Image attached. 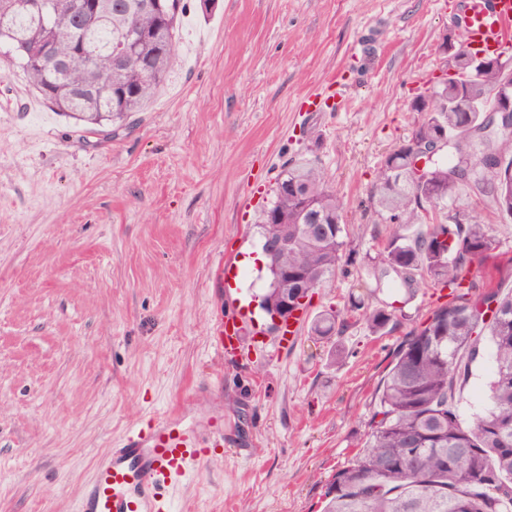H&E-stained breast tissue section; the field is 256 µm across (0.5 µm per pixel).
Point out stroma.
Instances as JSON below:
<instances>
[{
  "label": "stroma",
  "instance_id": "35a3bbf8",
  "mask_svg": "<svg viewBox=\"0 0 512 512\" xmlns=\"http://www.w3.org/2000/svg\"><path fill=\"white\" fill-rule=\"evenodd\" d=\"M466 3L218 0L206 17L191 0L164 86L107 136L22 111L32 88L0 55V512H77L99 459L173 411L205 438L223 416L224 449L167 489L170 512H321L395 352L448 299L422 283L386 333L350 328L338 363L310 332L370 293L363 259L396 229L375 173L447 70ZM302 160L341 203L340 266L292 340L268 329L222 355L220 322L268 286L262 213ZM462 206L512 257V217Z\"/></svg>",
  "mask_w": 512,
  "mask_h": 512
}]
</instances>
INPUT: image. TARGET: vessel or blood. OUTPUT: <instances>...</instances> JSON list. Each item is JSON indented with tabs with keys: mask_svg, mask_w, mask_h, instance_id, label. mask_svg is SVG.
Instances as JSON below:
<instances>
[{
	"mask_svg": "<svg viewBox=\"0 0 512 512\" xmlns=\"http://www.w3.org/2000/svg\"><path fill=\"white\" fill-rule=\"evenodd\" d=\"M468 46L487 54L512 50V0H475L466 15ZM245 318L229 314L219 327L216 348H241ZM221 439L201 438L175 415L154 419L127 433L98 466L90 493L78 512H167L164 490L207 460Z\"/></svg>",
	"mask_w": 512,
	"mask_h": 512,
	"instance_id": "vessel-or-blood-1",
	"label": "vessel or blood"
}]
</instances>
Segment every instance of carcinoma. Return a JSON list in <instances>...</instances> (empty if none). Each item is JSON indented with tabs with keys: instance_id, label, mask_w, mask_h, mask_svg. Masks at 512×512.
Instances as JSON below:
<instances>
[{
	"instance_id": "cac0c4a2",
	"label": "carcinoma",
	"mask_w": 512,
	"mask_h": 512,
	"mask_svg": "<svg viewBox=\"0 0 512 512\" xmlns=\"http://www.w3.org/2000/svg\"><path fill=\"white\" fill-rule=\"evenodd\" d=\"M74 2L54 0L43 17L16 12L8 23L25 52L5 55L20 63L47 103L95 134L142 111L166 82L189 0H167L160 16L137 12L138 0H108L111 10L86 30L65 22ZM78 38L86 53L75 57ZM451 67L461 77L430 90L431 111L376 173L375 204L397 230L371 259L375 288L396 283L410 290L429 279L449 289L451 300L395 353L364 450L331 476L324 512H512V290L479 289L471 265L490 256L496 241L487 225L457 209L469 192L512 216V132L490 128L481 112L495 92L512 93V60L477 70L455 53ZM440 138L445 146L433 155L429 178H404L411 144L427 147ZM421 194L437 207L451 206L450 222L422 223ZM273 208L288 230V251L278 263L307 271L308 280L295 288L308 298L338 269L346 246L341 206L323 173L299 162L279 178ZM391 322L387 309L359 297L319 312L311 332L329 339L361 323L382 334ZM487 355L490 407L467 425L463 391Z\"/></svg>"
}]
</instances>
